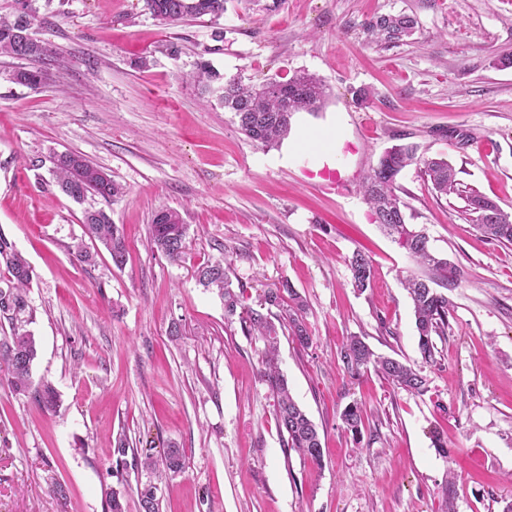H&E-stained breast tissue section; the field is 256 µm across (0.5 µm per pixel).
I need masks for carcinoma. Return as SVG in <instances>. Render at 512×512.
I'll return each mask as SVG.
<instances>
[{"mask_svg":"<svg viewBox=\"0 0 512 512\" xmlns=\"http://www.w3.org/2000/svg\"><path fill=\"white\" fill-rule=\"evenodd\" d=\"M153 17L167 26H178L192 19L209 15L213 18L224 14V0H144ZM36 21L33 0H14L12 16H0V54L32 62L43 63L51 50L36 38L31 29ZM413 21L406 17H379L369 22L366 29L377 39L397 41L411 32ZM21 84L38 87L48 79L43 68L23 69L15 74ZM326 98L321 80L308 74L295 75L285 82H267L257 87L245 86L239 80L224 81L222 102L224 109L232 112L240 131L248 138L266 146L284 138L295 113L318 110ZM417 163L429 177L433 189L440 195L456 193L466 201V210L475 215L477 229L487 238L502 244H512V215L503 212L491 200L476 190L461 187L455 168L443 158H421L413 145H395L379 161L364 181V197L380 224L393 240L404 247L419 263L432 270L441 281H454L460 269L445 258L434 255L429 240L421 230L406 223L405 204L397 194L396 178L403 168ZM55 182L60 191L76 202L89 195L110 200L122 195L121 185L102 169L93 165L83 155L75 152L59 154L54 160ZM84 233L99 242L109 253L115 267L126 262V245L119 227L102 209H87L83 214ZM151 241L157 251L172 261L180 260L186 248L187 225L180 213L173 209L159 210L151 224ZM5 264L8 277L0 286V313L14 320L25 311L26 288L33 279V269L16 251L14 244L0 233V264ZM351 281L362 291L371 283L373 264L371 258L357 251L348 260ZM229 263L225 260L207 262L198 268V281L206 289H214L224 301V311L233 316L241 306L244 289L234 291L229 275ZM413 304L418 348L422 359L434 361L433 338L448 334V317L451 304L448 296L433 288L429 281L417 277L405 280ZM288 298V309L272 316L271 308L281 306ZM304 302L290 285L267 292L260 308H250L241 317L244 333L261 337L266 346L264 377L276 399V418L282 435L283 447L294 449L315 465H322L323 448L316 425L291 396L287 380L279 372L276 362L278 328L288 330L289 335L303 346L311 338L303 320ZM34 336L13 326L0 333V363L5 365L7 385L33 395L42 407L51 410L56 406V392L51 384L41 382L32 386V365L36 357ZM343 361L347 367L358 371L374 368L399 388L422 393L427 389V379L422 371L396 358L375 353L365 342L353 337L345 345ZM363 409L358 404L346 406L342 419L350 430H358L363 422ZM162 463L173 473L185 467L182 449L171 446L163 450L160 458L146 456L144 467ZM157 487L143 486L139 499L142 512H159Z\"/></svg>","mask_w":512,"mask_h":512,"instance_id":"cac0c4a2","label":"carcinoma"}]
</instances>
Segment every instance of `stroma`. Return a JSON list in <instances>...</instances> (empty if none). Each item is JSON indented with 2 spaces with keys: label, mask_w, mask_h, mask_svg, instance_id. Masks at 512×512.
I'll return each instance as SVG.
<instances>
[{
  "label": "stroma",
  "mask_w": 512,
  "mask_h": 512,
  "mask_svg": "<svg viewBox=\"0 0 512 512\" xmlns=\"http://www.w3.org/2000/svg\"><path fill=\"white\" fill-rule=\"evenodd\" d=\"M34 6L32 32L54 60L32 88L14 78L30 61L0 55V233L36 276L25 312L0 327L34 335L32 377L52 383L59 406L0 387V512H106L112 492L141 512L137 489L150 482L161 512H445L452 472L456 512H506L512 245L483 236L464 201L437 196L419 166L399 174L407 223L461 270L436 284L452 316L423 363L401 279L429 271L383 232L361 186L388 148L412 143L512 214V66L499 63L512 54V0H226L221 17L178 27L143 0ZM382 15L411 17V34L371 40L365 26ZM203 63L220 75L207 89L193 80ZM300 73L329 96L321 111L296 113L275 147L246 137L224 109L221 78ZM68 151L123 195H64L52 169ZM326 161L341 187L319 177ZM90 207L122 227L123 268L97 242L87 244L94 263L71 254ZM165 208L188 226L177 262L149 239ZM357 251L374 267L362 293L348 269ZM224 256L247 306L285 283L306 304L312 341L280 334L278 365L320 432L322 465L284 451L263 340L197 280ZM352 336L420 365L427 392L348 369ZM352 402L366 409L356 433L341 418ZM171 445L184 472L142 468Z\"/></svg>",
  "instance_id": "stroma-1"
}]
</instances>
